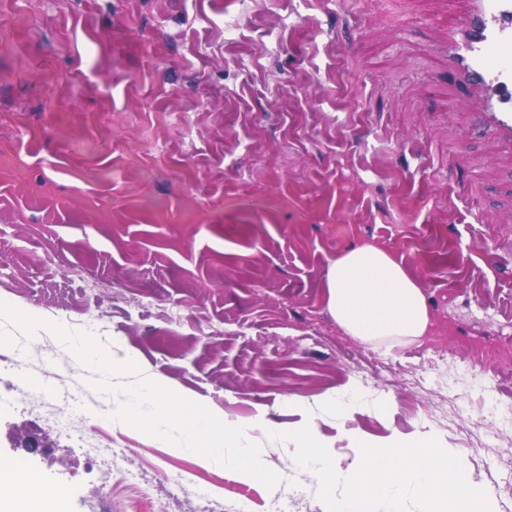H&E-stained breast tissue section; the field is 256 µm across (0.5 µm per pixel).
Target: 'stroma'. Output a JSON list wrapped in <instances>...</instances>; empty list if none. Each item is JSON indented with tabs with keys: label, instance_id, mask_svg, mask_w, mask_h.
Segmentation results:
<instances>
[{
	"label": "stroma",
	"instance_id": "stroma-1",
	"mask_svg": "<svg viewBox=\"0 0 512 512\" xmlns=\"http://www.w3.org/2000/svg\"><path fill=\"white\" fill-rule=\"evenodd\" d=\"M463 0H0V300L134 351L226 420L313 424L348 478L359 441L422 433L512 512V149L448 74ZM374 245L426 292L432 326L369 344L330 315L326 275ZM0 366V458L23 459L62 512H201L174 484L255 512H325L293 450L274 487L202 465L111 420L52 329ZM75 412L35 400L44 355ZM380 410L330 401L354 393ZM35 438L41 451L23 447ZM132 442L120 479L112 449Z\"/></svg>",
	"mask_w": 512,
	"mask_h": 512
}]
</instances>
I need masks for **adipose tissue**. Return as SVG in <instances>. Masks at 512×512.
I'll use <instances>...</instances> for the list:
<instances>
[{
	"mask_svg": "<svg viewBox=\"0 0 512 512\" xmlns=\"http://www.w3.org/2000/svg\"><path fill=\"white\" fill-rule=\"evenodd\" d=\"M327 307L351 336L364 342L415 340L431 315L421 283L389 253L372 245L349 249L329 267ZM60 497L32 472L19 475L0 461V512H59Z\"/></svg>",
	"mask_w": 512,
	"mask_h": 512,
	"instance_id": "ef3b65f1",
	"label": "adipose tissue"
}]
</instances>
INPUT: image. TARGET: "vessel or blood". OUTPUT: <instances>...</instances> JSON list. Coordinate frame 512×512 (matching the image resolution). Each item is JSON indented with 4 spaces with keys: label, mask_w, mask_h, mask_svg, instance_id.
I'll return each instance as SVG.
<instances>
[{
    "label": "vessel or blood",
    "mask_w": 512,
    "mask_h": 512,
    "mask_svg": "<svg viewBox=\"0 0 512 512\" xmlns=\"http://www.w3.org/2000/svg\"><path fill=\"white\" fill-rule=\"evenodd\" d=\"M448 72L482 96V131L512 146V0H467L448 28Z\"/></svg>",
    "instance_id": "vessel-or-blood-1"
}]
</instances>
